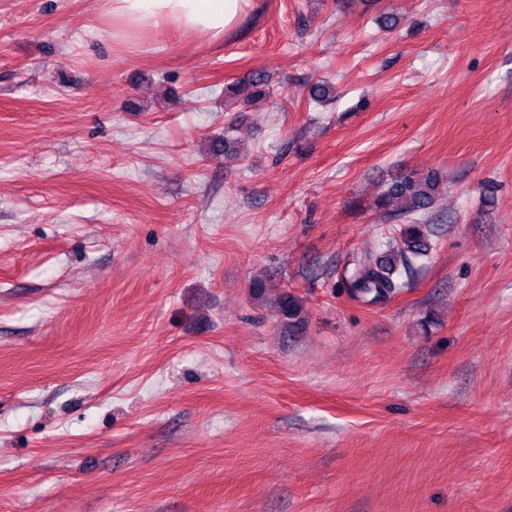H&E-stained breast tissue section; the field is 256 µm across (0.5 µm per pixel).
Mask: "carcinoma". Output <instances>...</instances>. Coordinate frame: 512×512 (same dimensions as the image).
Returning a JSON list of instances; mask_svg holds the SVG:
<instances>
[{
  "mask_svg": "<svg viewBox=\"0 0 512 512\" xmlns=\"http://www.w3.org/2000/svg\"><path fill=\"white\" fill-rule=\"evenodd\" d=\"M437 187L435 177L420 179L405 175L377 197L376 207L392 209L410 218V223L399 240L387 242L384 255L374 258L368 253L356 260L352 273L346 279V290L350 296L368 304H382L402 290V272L409 269L413 259L429 253L430 244L423 216L431 207ZM301 313L299 298L291 293H283L278 303L281 321L295 327L301 323Z\"/></svg>",
  "mask_w": 512,
  "mask_h": 512,
  "instance_id": "obj_1",
  "label": "carcinoma"
}]
</instances>
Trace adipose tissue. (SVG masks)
I'll use <instances>...</instances> for the list:
<instances>
[{
	"label": "adipose tissue",
	"instance_id": "ef3b65f1",
	"mask_svg": "<svg viewBox=\"0 0 512 512\" xmlns=\"http://www.w3.org/2000/svg\"><path fill=\"white\" fill-rule=\"evenodd\" d=\"M248 0H104L116 36L135 40L147 29L172 26L184 32L208 31L221 40L232 34Z\"/></svg>",
	"mask_w": 512,
	"mask_h": 512
}]
</instances>
